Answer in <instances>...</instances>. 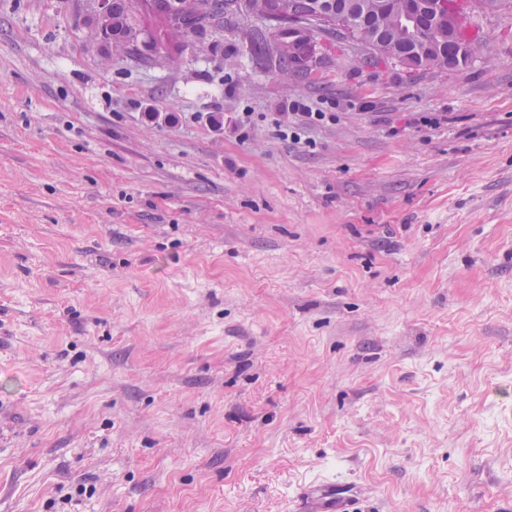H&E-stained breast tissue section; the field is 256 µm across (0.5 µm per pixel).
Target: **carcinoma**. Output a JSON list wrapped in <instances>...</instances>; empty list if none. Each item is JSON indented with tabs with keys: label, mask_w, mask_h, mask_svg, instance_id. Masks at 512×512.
I'll return each mask as SVG.
<instances>
[{
	"label": "carcinoma",
	"mask_w": 512,
	"mask_h": 512,
	"mask_svg": "<svg viewBox=\"0 0 512 512\" xmlns=\"http://www.w3.org/2000/svg\"><path fill=\"white\" fill-rule=\"evenodd\" d=\"M237 3L238 0H109L107 21L93 14L81 19V25L93 37L105 29V48L145 62L142 47L156 44L158 37L163 36L168 44L181 50L189 34L200 36L210 29L224 28V15L238 11ZM313 3L345 13L352 23V32L376 36L382 56L391 54L399 58L414 50L393 22V14L402 12L407 0H391L386 15L381 14L378 0H330L326 4L323 0H313ZM274 32L280 36L276 46L279 64L287 70L305 68L309 54L301 51L299 38L285 26L275 28ZM249 48L251 57L258 62L271 55L267 41L254 33L249 34Z\"/></svg>",
	"instance_id": "1"
}]
</instances>
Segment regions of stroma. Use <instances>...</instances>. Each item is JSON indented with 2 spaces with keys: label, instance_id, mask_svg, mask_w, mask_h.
Masks as SVG:
<instances>
[{
  "label": "stroma",
  "instance_id": "35a3bbf8",
  "mask_svg": "<svg viewBox=\"0 0 512 512\" xmlns=\"http://www.w3.org/2000/svg\"><path fill=\"white\" fill-rule=\"evenodd\" d=\"M87 9L0 0V512H503L512 10L457 70L287 74L237 15L143 67ZM351 502L347 498L336 497V493L319 489L312 497V506L304 510H316L315 512H353Z\"/></svg>",
  "mask_w": 512,
  "mask_h": 512
}]
</instances>
